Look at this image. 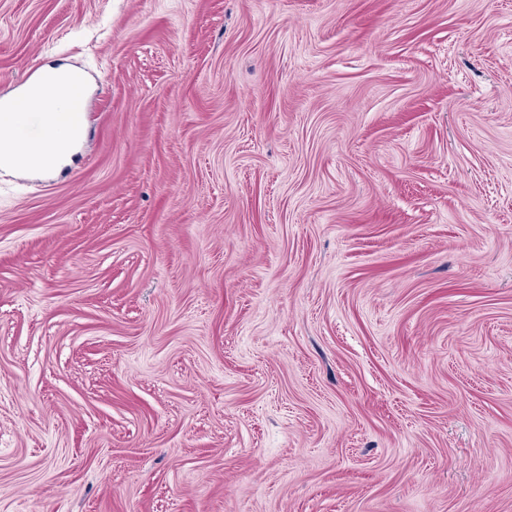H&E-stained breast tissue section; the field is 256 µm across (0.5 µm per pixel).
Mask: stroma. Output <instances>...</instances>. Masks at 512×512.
<instances>
[{"label": "stroma", "mask_w": 512, "mask_h": 512, "mask_svg": "<svg viewBox=\"0 0 512 512\" xmlns=\"http://www.w3.org/2000/svg\"><path fill=\"white\" fill-rule=\"evenodd\" d=\"M0 512H512V0H0ZM45 76L49 77L50 82L46 87H42L40 81ZM74 78L84 81L81 72L75 68L51 67L45 69L37 78L24 86L17 98L30 92L34 93L32 106L44 113L47 120L52 122L55 104L66 96L69 88L64 112L56 114V129L61 130L66 137L78 139L83 136L85 131L86 88L84 82L80 80L70 85ZM2 140L5 152L16 151L26 154L31 160L48 158L51 161L48 166H30L26 168L17 167L11 163L5 162L1 164L5 170L24 169L28 171H44L46 169L57 168L70 159L75 145L66 144L60 133L55 134L52 138L32 140L25 143L24 141H19L11 136L2 137L1 132L0 148Z\"/></svg>", "instance_id": "obj_1"}]
</instances>
